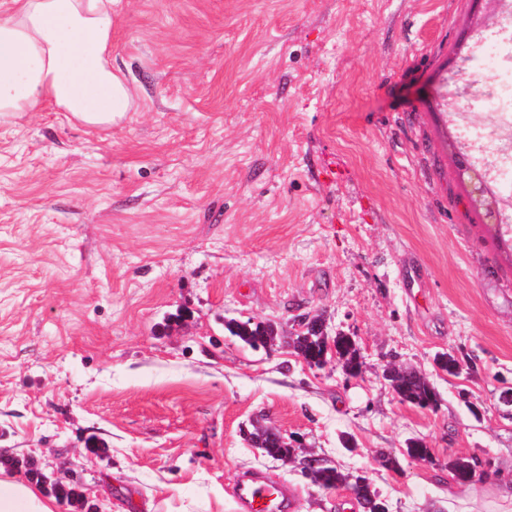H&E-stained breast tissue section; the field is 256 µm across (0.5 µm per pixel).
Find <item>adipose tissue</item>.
<instances>
[{
  "mask_svg": "<svg viewBox=\"0 0 512 512\" xmlns=\"http://www.w3.org/2000/svg\"><path fill=\"white\" fill-rule=\"evenodd\" d=\"M112 0H0V112L51 107L107 127L133 95L112 68ZM0 512H55L31 484L0 477Z\"/></svg>",
  "mask_w": 512,
  "mask_h": 512,
  "instance_id": "1",
  "label": "adipose tissue"
}]
</instances>
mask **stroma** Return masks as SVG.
Masks as SVG:
<instances>
[{"mask_svg":"<svg viewBox=\"0 0 512 512\" xmlns=\"http://www.w3.org/2000/svg\"><path fill=\"white\" fill-rule=\"evenodd\" d=\"M121 123L0 117V452L97 512H240L238 474L289 512H512V254L456 145L512 123L466 89L489 0H115ZM273 326L253 348L229 320ZM361 370L311 367V320ZM452 355L459 370L438 366ZM422 372L437 404L385 375ZM289 448L273 457L253 427ZM422 439L418 462L406 444ZM398 465L383 466L378 452ZM468 460L473 482L452 464ZM336 356L343 361V366L350 374H356L360 369L357 349L352 338L348 336H336L333 340ZM309 464L312 467L309 468L307 464L305 470L313 483L323 488H332L339 484H346L349 488L353 489L355 498L366 512L385 510L383 506L379 510L380 503L377 501L375 493L371 489L369 490L370 485H362L367 480L365 476H356L354 482H349L351 476L345 475L336 467L320 466L321 462L318 459H311ZM233 495L242 512H288V490L260 473H244L233 486Z\"/></svg>","mask_w":512,"mask_h":512,"instance_id":"35a3bbf8","label":"stroma"}]
</instances>
